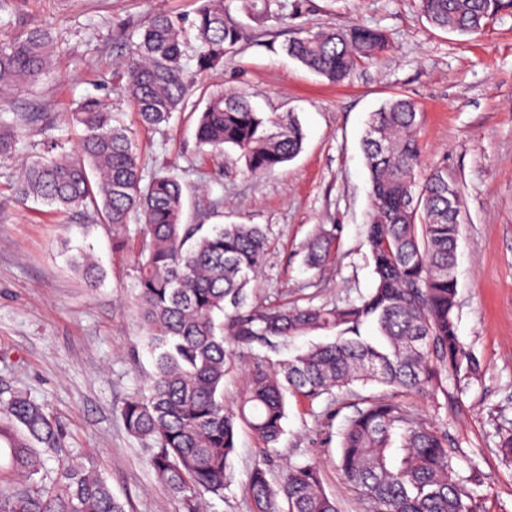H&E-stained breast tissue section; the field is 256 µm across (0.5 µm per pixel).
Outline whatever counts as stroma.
<instances>
[{
  "mask_svg": "<svg viewBox=\"0 0 512 512\" xmlns=\"http://www.w3.org/2000/svg\"><path fill=\"white\" fill-rule=\"evenodd\" d=\"M284 24L246 21V38L223 67L199 78L188 111L157 129L140 130L136 112L118 90L117 62L148 15L192 18L196 0H23L0 15V39L19 25L51 29L58 39L49 77L14 94L6 119L28 112L42 119L23 127L14 156L0 159V397L22 391L56 417L64 448L49 467L75 459L105 477L133 512H182L156 483L143 445L125 430L123 403L153 369L146 333L134 313L136 275L144 241L130 230L127 249L112 248V228L72 212L14 197L17 167L47 141L75 146L81 133L71 113L88 98L105 101L137 131L146 174L175 173L183 185L187 224H261L269 237L257 306L285 302L321 306L354 300L374 286L366 227L372 210L361 139L371 112L394 95L416 102L426 166H438L457 186L462 223L456 267L457 327L481 373L452 390L438 407L428 394L402 393L418 416L447 430L457 474L480 470L481 512H512V459L498 443L512 432V16L481 34L461 36L432 27L417 0H278ZM359 24L383 32L389 50L359 66L349 80L328 83L286 55L282 46L309 28ZM238 91L265 112L295 113L305 139L298 156L273 173L248 174L235 154L200 150L196 114L204 88ZM335 242L318 267L305 261L319 230ZM92 249L102 275L89 286L72 266L77 249ZM307 338L276 351H241L224 379L233 402L254 367L288 358ZM387 387L356 385L314 402L288 398L285 433L268 457L272 473L315 462L341 512H366L336 468L339 433L363 398ZM262 440L239 427L232 484L206 512H248L243 489Z\"/></svg>",
  "mask_w": 512,
  "mask_h": 512,
  "instance_id": "35a3bbf8",
  "label": "stroma"
}]
</instances>
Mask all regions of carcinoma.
<instances>
[{
	"mask_svg": "<svg viewBox=\"0 0 512 512\" xmlns=\"http://www.w3.org/2000/svg\"><path fill=\"white\" fill-rule=\"evenodd\" d=\"M255 19L281 23L273 0H239ZM435 28L477 35L512 14V0H418ZM135 52L121 69V91L145 130L187 107L198 76L216 72L245 36L226 0H201L190 20L153 13L138 31ZM51 31L22 26L0 40V107L15 90L51 73ZM309 71L336 84L358 64L388 51L385 35L347 25L308 30L285 44ZM195 61L189 71L185 60ZM83 133L76 148L50 146L26 164L15 185L21 202L81 211L112 226L114 247L126 245L127 226L140 225L146 254L138 266L136 314L146 330L154 372L145 391L125 401L121 420L146 444L156 482L199 512L205 497H224L238 427H250L267 453L284 433L286 399L314 401L351 385L376 383L391 396L364 400L341 432L338 469L366 501L369 512H479L473 485L453 468L448 434L410 413L401 392L448 398V384L476 374L479 364L460 341L454 274L461 213L457 188L439 168L422 166L418 129L422 113L406 97H392L371 113L375 140L363 139L373 213L367 225L375 285L342 305L260 309L248 303L269 249L261 224H185L183 187L169 172L148 177L134 133L105 102L89 98L72 114ZM305 134L290 114L256 111L239 93L206 98L196 139L200 146L239 153L247 173L275 171L301 150ZM13 127L0 123V157L11 154ZM334 236L324 230L310 240L307 262L320 265ZM75 268L93 285L97 266L87 258ZM366 325L377 337L365 336ZM288 359L259 366L238 400L224 403V377L234 348L270 350L316 332ZM8 469L0 473V512H127L107 480L68 460L47 467L40 452L65 447V435L44 408L22 392L0 397V443ZM249 512H340L323 489L315 463L293 465L273 480L258 461L245 487Z\"/></svg>",
	"mask_w": 512,
	"mask_h": 512,
	"instance_id": "cac0c4a2",
	"label": "carcinoma"
}]
</instances>
